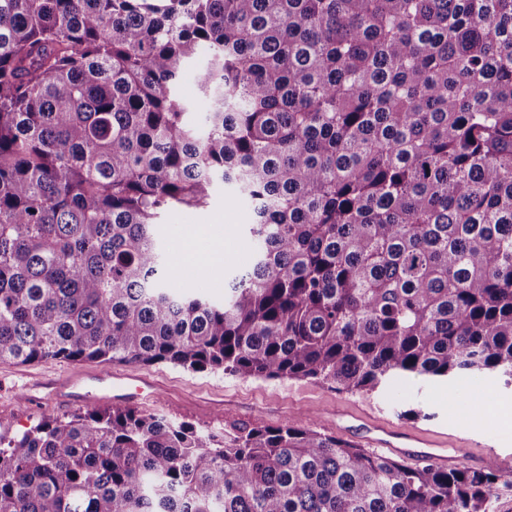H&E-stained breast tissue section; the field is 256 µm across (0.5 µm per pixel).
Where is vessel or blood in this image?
<instances>
[{
	"mask_svg": "<svg viewBox=\"0 0 512 512\" xmlns=\"http://www.w3.org/2000/svg\"><path fill=\"white\" fill-rule=\"evenodd\" d=\"M156 383L150 377L124 370L97 372L91 374H73L57 380L50 392L56 404L69 406L86 401L91 395L101 398H125L146 400L153 396ZM377 438L371 439L374 448H385L411 462H433L445 464L459 459V451L455 448L441 447L439 442L424 434H407L402 444H393L383 438L382 433L387 426L374 422Z\"/></svg>",
	"mask_w": 512,
	"mask_h": 512,
	"instance_id": "obj_1",
	"label": "vessel or blood"
}]
</instances>
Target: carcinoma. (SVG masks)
Wrapping results in <instances>:
<instances>
[{"mask_svg": "<svg viewBox=\"0 0 512 512\" xmlns=\"http://www.w3.org/2000/svg\"><path fill=\"white\" fill-rule=\"evenodd\" d=\"M218 183L252 247L221 303L173 291L156 234ZM2 357L512 375V0H0ZM499 480L307 423L0 435V512H494Z\"/></svg>", "mask_w": 512, "mask_h": 512, "instance_id": "cac0c4a2", "label": "carcinoma"}]
</instances>
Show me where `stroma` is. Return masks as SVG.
<instances>
[{
  "label": "stroma",
  "instance_id": "1",
  "mask_svg": "<svg viewBox=\"0 0 512 512\" xmlns=\"http://www.w3.org/2000/svg\"><path fill=\"white\" fill-rule=\"evenodd\" d=\"M247 221L246 205L228 189L217 191L207 207L163 214L157 234L166 245L175 291L223 301L225 277L244 270L250 259ZM189 224L210 226L223 237V276L179 263L182 236ZM100 367V362L89 360L46 359L24 364L0 360V432L13 434L41 418L67 415V408L47 400L51 383ZM146 372L160 381V396L136 402V409L201 429L219 430L233 422L280 425L301 419L314 423L319 431L355 442L358 428H337L336 417L364 409L400 429H416L448 442L464 440L472 453L471 467L496 460L509 483L496 503V512H512V382L505 378L482 375L447 384L396 376L375 391L351 394L308 380L242 379L168 363L147 366ZM412 408L420 409V417L409 416Z\"/></svg>",
  "mask_w": 512,
  "mask_h": 512
}]
</instances>
